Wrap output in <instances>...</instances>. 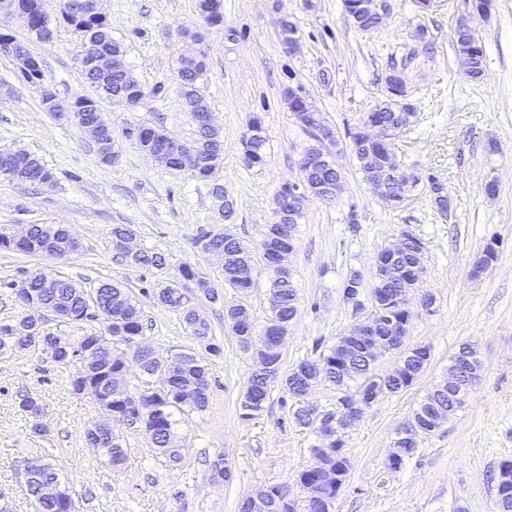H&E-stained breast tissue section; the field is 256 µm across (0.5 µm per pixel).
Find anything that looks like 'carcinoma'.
I'll use <instances>...</instances> for the list:
<instances>
[{
	"label": "carcinoma",
	"mask_w": 512,
	"mask_h": 512,
	"mask_svg": "<svg viewBox=\"0 0 512 512\" xmlns=\"http://www.w3.org/2000/svg\"><path fill=\"white\" fill-rule=\"evenodd\" d=\"M22 11L29 14L30 26L28 30L39 39H44L49 29L48 21L40 11L39 0H19ZM196 11L200 18L213 22L224 21L223 4L221 0H196ZM62 20L73 28L79 36L81 50L96 53L100 50L112 53V56L123 61L124 50L122 45L112 38V31L107 20H86L76 16L72 11H62ZM207 71L206 55L192 62L178 61V75L181 86V96L187 109H192L202 102L198 92V82ZM84 79L96 89L98 97L83 96L76 101L78 111H83L84 102L99 107V100L106 98L127 104L142 96L144 92L136 79L130 74L127 67L114 70L109 74L83 72ZM302 126L311 133L315 143L304 152L303 158L312 155L322 157L318 165L310 169L312 186L317 188L326 181L336 180L340 171L336 163L328 158L324 149L325 140L314 133L315 125L308 117L296 114ZM138 133L133 135L125 132V136L138 142L143 150L153 149L162 143L169 152L168 169L172 171L189 170L193 175L205 181L212 182V197L217 210L224 218L234 214L233 203L224 202V186L212 181L213 175L224 160V139L220 132H198L202 149L196 157L189 161L177 152V145L173 144V137L145 125L137 126ZM265 137L260 118L255 117L249 125V133L242 140L243 156L247 158L246 166L251 167L263 161V148ZM352 152L359 161V170L363 177L368 179L378 174L382 175L389 169L386 153L375 146L362 142L352 143ZM9 159L14 164L27 170V178L31 183L53 181L51 169L46 167L35 155L23 150H1L0 159ZM302 212L282 224L275 225L277 235L267 243L257 240L250 245L234 234L226 235L222 231L214 232L202 229L195 239L199 250H204L208 238L213 236L222 241L229 242V258L224 263V282L229 287L247 292L254 284V271L257 264L270 275V289L272 290L274 318L283 328H288L297 315V292L293 281L280 276L276 267L277 252L288 249V232L295 231L297 221ZM62 224H32L29 227V237L22 244H13L5 240L0 241V249L20 251L28 254H46L54 248L51 237L62 235ZM135 229L130 224H114L111 231L112 252L114 256L125 261L132 268L151 270L159 269L165 265L164 257L148 249H143L131 259L126 258L122 251V242ZM50 279L56 282L55 288L49 293L42 294L41 282ZM20 282L26 285L29 294L36 297L44 310L52 311L59 304L67 305L66 311L57 314V318L64 323H80L91 319H100L103 323L106 343L95 348L88 355V359L81 357H66L56 359L60 365L80 363L78 373L92 372L91 380L98 382L108 373L120 369L118 359L123 356L131 346V341L144 335L145 323L141 308L133 300L128 289L105 281L98 284L91 293L86 292L71 280L36 270L26 273ZM158 304L178 313L193 340L205 346L213 353L219 352V347L211 343L210 326L199 329L185 311L187 296L181 291L178 283L161 289L154 295ZM224 321L230 328L243 351L256 355L261 353L259 348V335L255 332L254 321H241L236 314L228 312ZM15 321H0V356H11L22 352L21 339L14 331ZM188 358L184 366L176 371H168L160 360L149 352L140 354L141 373L148 381H157L159 386L150 392L142 388L127 390L124 395L112 399V425H97L89 427L85 432V441L93 448L100 449L105 460L114 467H119L126 460V448L122 433L118 432L120 426H141L149 434L153 448L163 456H172V445L176 442L175 429L178 414L203 412L209 404V371L200 356L192 348L186 349ZM375 376V370L363 363L360 348L348 346L345 336L337 338L316 359H303L283 373L282 386L289 396L295 400L308 393L312 386L327 383L336 388L339 399L344 401L364 387L370 378ZM269 396L263 380L251 375L248 386L240 402V418L250 420L257 416L265 407ZM453 406V397L445 390V384L440 383L430 391L418 404L411 414V418L419 421L427 420L431 411H447ZM46 479H59V473L52 464H45L40 478L29 482L28 495L38 502L39 512H66L63 504L54 501L38 499L40 481ZM306 500L310 505L304 506V512H327V505L322 501L320 489L312 487L306 490Z\"/></svg>",
	"instance_id": "1"
}]
</instances>
